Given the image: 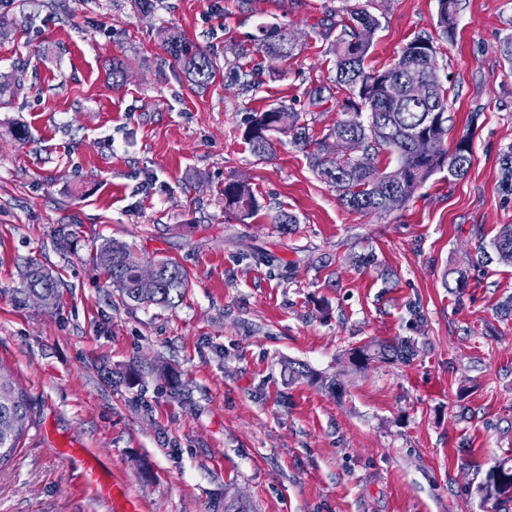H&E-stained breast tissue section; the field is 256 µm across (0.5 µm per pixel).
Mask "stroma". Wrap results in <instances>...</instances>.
<instances>
[{"instance_id": "35a3bbf8", "label": "stroma", "mask_w": 512, "mask_h": 512, "mask_svg": "<svg viewBox=\"0 0 512 512\" xmlns=\"http://www.w3.org/2000/svg\"><path fill=\"white\" fill-rule=\"evenodd\" d=\"M155 2L0 0V369L33 417L0 470V512H106L59 455L72 444L143 512H215L227 490L253 512H495L476 488L512 458V319L499 315L512 264L474 256L512 224L498 165L512 0H459L447 38L437 0ZM357 9L379 20L376 68L433 40L448 140L473 152L463 178L437 173L384 213L344 206L290 135L273 134L266 160L245 138L253 113L284 104L323 141L340 114L310 95L334 79L338 22ZM269 24L294 37L290 59L258 52ZM168 28L216 63L206 90L166 53ZM230 179L253 187L257 216L225 210ZM281 211L297 224H275ZM106 241L178 262L183 298L123 304L92 260ZM31 257L63 283L54 306L15 300ZM453 266L469 276L461 297ZM395 338L414 342L411 363L347 367L349 349ZM290 361L342 396L289 380ZM130 366L141 382L112 379Z\"/></svg>"}]
</instances>
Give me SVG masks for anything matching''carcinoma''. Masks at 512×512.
I'll list each match as a JSON object with an SVG mask.
<instances>
[{"label": "carcinoma", "mask_w": 512, "mask_h": 512, "mask_svg": "<svg viewBox=\"0 0 512 512\" xmlns=\"http://www.w3.org/2000/svg\"><path fill=\"white\" fill-rule=\"evenodd\" d=\"M457 10L458 0H438L437 27L442 36L453 31ZM339 23L342 31L330 48L335 57V79L314 90L312 104L343 96L339 109L341 118L329 129L326 138H354L364 146L371 159L384 154L387 160L395 162V168L390 170L377 162L364 167L350 158L332 159L322 153L320 146L307 153L312 171L336 189L340 200L349 209L370 213L405 207L434 174L445 168L452 178L464 177L472 163L471 144L468 138L462 137L454 147H448V89L439 78L433 41L414 39L401 48L388 68L375 70L366 67L365 62L379 27L378 19L359 10L350 12ZM164 46L194 85L205 88L215 79L216 63L207 54L190 50L181 32L168 31ZM258 50L286 60L291 56L293 46L287 40V31L272 24L262 29ZM413 79L427 83L426 100L413 102L393 92L398 84ZM422 130L434 140L433 150L426 156L417 153L411 144L414 133ZM275 132L291 135L296 144L310 145L306 127L300 123V113L280 104L252 114L246 139L256 157L264 159L272 155L271 134ZM499 171V190L502 195L511 197L512 146L500 153ZM224 204L244 220L253 217L260 208L252 187L238 180L224 183ZM491 248L498 261L512 264V224L499 229ZM93 261L109 278L122 300L136 305L168 307L188 287L184 269L167 259L156 261L160 268L156 284L143 285L138 276L139 259L109 242L97 249ZM446 277V285L452 292L460 295L467 288L465 270L452 268ZM23 279L24 287L18 291L19 301L38 295L47 303L57 300L62 282L37 260L26 263ZM349 354L364 369L378 362L407 363L415 356V349L407 339L370 341L350 349ZM288 371L336 392V380L320 376L301 364L288 365ZM31 423L27 396L0 372V468L15 456L20 439ZM477 493L483 500L493 502L498 512L512 509V461L494 463L477 486Z\"/></svg>", "instance_id": "1"}]
</instances>
